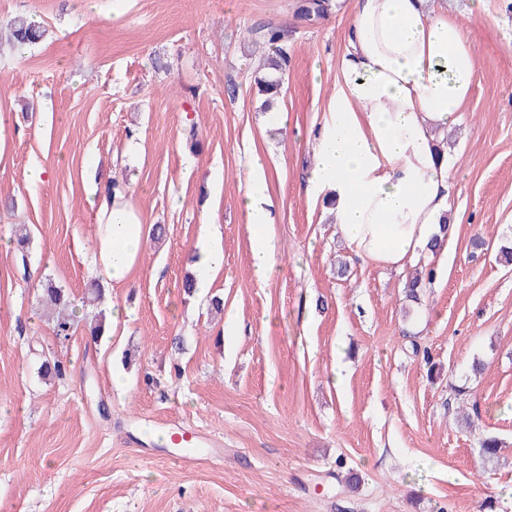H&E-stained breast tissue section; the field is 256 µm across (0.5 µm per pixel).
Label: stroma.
Listing matches in <instances>:
<instances>
[{
  "mask_svg": "<svg viewBox=\"0 0 512 512\" xmlns=\"http://www.w3.org/2000/svg\"><path fill=\"white\" fill-rule=\"evenodd\" d=\"M301 2L0 0V20L24 13L46 30L0 53V202L15 201L0 206V512H477L490 496L512 512V264L496 258L512 247V0H438L482 65L450 129L453 236L419 257L434 277L416 302L407 270L355 257L306 193L353 0L314 22ZM266 25L287 30L291 56L275 125L244 35ZM255 154L272 203L265 281L243 204ZM35 166L52 176L31 187ZM104 177L167 235L104 292L124 322L89 343L85 306L63 340L39 299L50 282L84 306L100 281L87 188ZM211 216L220 314L182 290ZM17 224L31 233L25 279ZM47 357L63 376L41 377ZM173 425L223 438L219 458L176 464L156 442ZM486 434L498 463L480 454Z\"/></svg>",
  "mask_w": 512,
  "mask_h": 512,
  "instance_id": "obj_1",
  "label": "stroma"
}]
</instances>
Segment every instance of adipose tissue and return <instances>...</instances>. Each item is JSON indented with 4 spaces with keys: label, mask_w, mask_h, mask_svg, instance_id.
Returning a JSON list of instances; mask_svg holds the SVG:
<instances>
[{
    "label": "adipose tissue",
    "mask_w": 512,
    "mask_h": 512,
    "mask_svg": "<svg viewBox=\"0 0 512 512\" xmlns=\"http://www.w3.org/2000/svg\"><path fill=\"white\" fill-rule=\"evenodd\" d=\"M336 89L317 132L318 162L307 191L324 196L350 250L384 268L401 269L440 233L450 208L447 155L437 131L456 122L480 67L461 22L429 0H354ZM244 207L254 275L275 270L263 162L254 157ZM101 201L94 238L100 267L125 284L147 244V231L126 200ZM206 248L196 291L208 294L224 268L217 224L202 226Z\"/></svg>",
    "instance_id": "obj_1"
}]
</instances>
